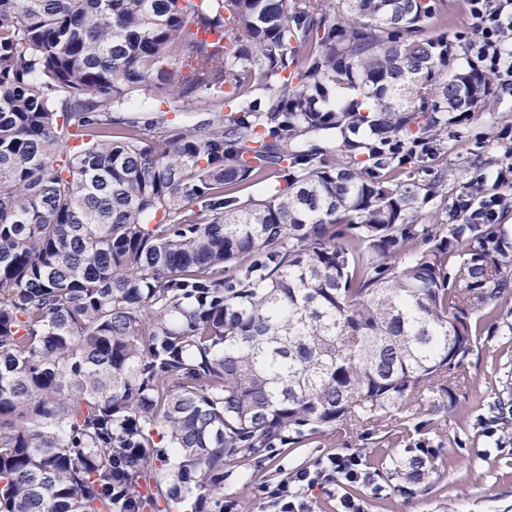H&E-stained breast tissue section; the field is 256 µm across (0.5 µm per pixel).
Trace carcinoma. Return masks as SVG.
Masks as SVG:
<instances>
[{
	"mask_svg": "<svg viewBox=\"0 0 512 512\" xmlns=\"http://www.w3.org/2000/svg\"><path fill=\"white\" fill-rule=\"evenodd\" d=\"M440 22L442 0H0V512H226L233 461L338 429L381 448L436 388L456 410L480 337L512 332V193L492 224L463 212L482 184L421 224L446 176L398 181L378 149L488 103ZM145 89L209 117L130 107ZM476 426L508 434L512 399ZM410 448L404 483L434 469ZM447 204L444 196L430 199L427 203H424L421 212L419 223L421 224H446L447 217L445 213V206Z\"/></svg>",
	"mask_w": 512,
	"mask_h": 512,
	"instance_id": "obj_1",
	"label": "carcinoma"
}]
</instances>
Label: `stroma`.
Instances as JSON below:
<instances>
[{
	"label": "stroma",
	"instance_id": "1",
	"mask_svg": "<svg viewBox=\"0 0 512 512\" xmlns=\"http://www.w3.org/2000/svg\"><path fill=\"white\" fill-rule=\"evenodd\" d=\"M511 146L512 93L499 90L486 111L450 124L433 155L398 166V177L425 180L433 173L447 174V197H453L474 182L477 174L494 177L505 148ZM510 389L512 335L506 333L494 337L471 358L454 414L440 411L446 394L437 389L431 403L389 425L386 434L393 439L422 425L424 437L437 451L430 478L407 491L395 490L386 478L391 460L382 451L365 464L381 486L380 494L359 485L322 482L303 488V496L315 512H341L345 497L353 498L361 512H512V446H498L475 426L481 406ZM360 447L359 435L339 429L310 445L286 450L263 470L253 460L233 464L224 482V498L233 502L232 512H265L259 491L264 476L279 480L315 468L329 455Z\"/></svg>",
	"mask_w": 512,
	"mask_h": 512
}]
</instances>
